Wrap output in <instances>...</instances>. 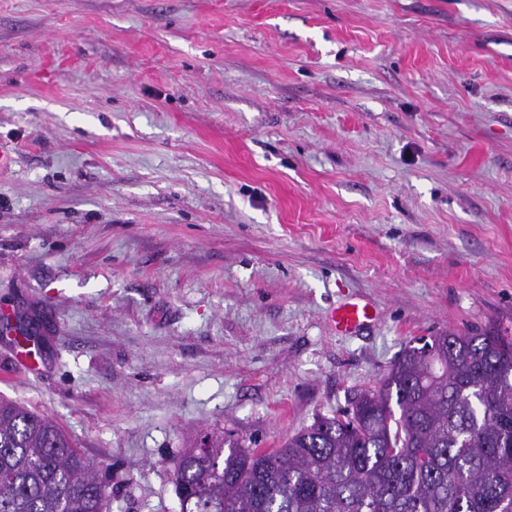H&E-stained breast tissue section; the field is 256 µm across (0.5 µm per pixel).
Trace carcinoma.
<instances>
[{"mask_svg":"<svg viewBox=\"0 0 512 512\" xmlns=\"http://www.w3.org/2000/svg\"><path fill=\"white\" fill-rule=\"evenodd\" d=\"M180 512H512V334L406 346L377 390L278 448L205 434L174 458ZM100 467L0 400V512H104Z\"/></svg>","mask_w":512,"mask_h":512,"instance_id":"obj_1","label":"carcinoma"}]
</instances>
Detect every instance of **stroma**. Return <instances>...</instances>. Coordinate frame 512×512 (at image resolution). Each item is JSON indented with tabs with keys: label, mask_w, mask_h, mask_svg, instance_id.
Wrapping results in <instances>:
<instances>
[{
	"label": "stroma",
	"mask_w": 512,
	"mask_h": 512,
	"mask_svg": "<svg viewBox=\"0 0 512 512\" xmlns=\"http://www.w3.org/2000/svg\"><path fill=\"white\" fill-rule=\"evenodd\" d=\"M0 399L179 512L403 347L512 332V0H0ZM350 296L379 319L341 336Z\"/></svg>",
	"instance_id": "stroma-1"
}]
</instances>
